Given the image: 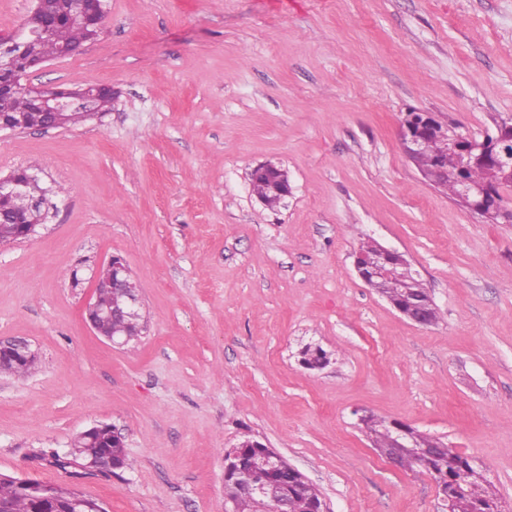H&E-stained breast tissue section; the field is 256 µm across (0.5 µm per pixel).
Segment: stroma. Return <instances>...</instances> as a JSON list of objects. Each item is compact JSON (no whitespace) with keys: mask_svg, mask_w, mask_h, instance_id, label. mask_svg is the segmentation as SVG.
<instances>
[{"mask_svg":"<svg viewBox=\"0 0 512 512\" xmlns=\"http://www.w3.org/2000/svg\"><path fill=\"white\" fill-rule=\"evenodd\" d=\"M99 38L33 83L116 92L101 120L0 132V177L35 166L52 218L0 247V337L39 356L0 376V474L75 484L109 512H231L224 455L273 448L331 512H448L358 418L399 420L472 457L512 512V224L423 179L407 112L483 138L512 120V0H105ZM288 174L278 208L250 172ZM401 253L438 319L366 285L363 242ZM145 330L83 319L111 256ZM321 346L310 370L299 352ZM99 424L133 465L109 478L33 459Z\"/></svg>","mask_w":512,"mask_h":512,"instance_id":"1","label":"stroma"}]
</instances>
